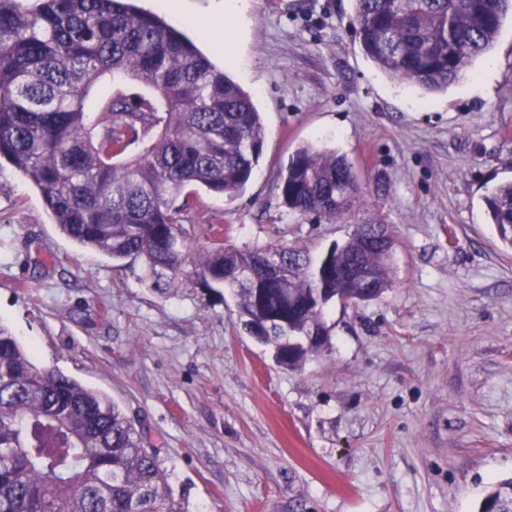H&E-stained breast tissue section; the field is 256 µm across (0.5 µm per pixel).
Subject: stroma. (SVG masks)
Instances as JSON below:
<instances>
[{"label":"stroma","mask_w":512,"mask_h":512,"mask_svg":"<svg viewBox=\"0 0 512 512\" xmlns=\"http://www.w3.org/2000/svg\"><path fill=\"white\" fill-rule=\"evenodd\" d=\"M215 57L263 117L264 156L234 200L201 194L186 227L312 258L388 225L391 288L328 304L331 345L301 367L236 325V300L161 295L63 236L0 165V323L37 364L115 401L159 449L189 512H476L512 477V249L483 197L512 179V19L447 92L361 53L351 0H248ZM311 143L345 155L360 207L286 212L281 169Z\"/></svg>","instance_id":"1"}]
</instances>
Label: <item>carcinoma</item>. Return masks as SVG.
I'll list each match as a JSON object with an SVG mask.
<instances>
[{
	"label": "carcinoma",
	"mask_w": 512,
	"mask_h": 512,
	"mask_svg": "<svg viewBox=\"0 0 512 512\" xmlns=\"http://www.w3.org/2000/svg\"><path fill=\"white\" fill-rule=\"evenodd\" d=\"M361 51L379 70L444 92L487 54L512 0H353ZM118 87L85 100L98 80ZM143 149L127 155L130 145ZM251 96L189 38L133 0H0V161L37 188L59 231L123 263L154 291L180 285L237 299L238 324L284 369L331 332L324 305L369 301L352 270L385 291L391 251L354 234L319 261L295 245L237 249L217 233L193 244L184 213L194 191L246 189L264 152ZM290 212L335 221L360 201L354 166L307 145L278 185ZM512 248V180L484 196ZM245 283L224 275L245 272ZM0 512H187L157 452L104 394L37 366L0 323ZM478 512H512V477L490 484Z\"/></svg>",
	"instance_id": "cac0c4a2"
}]
</instances>
